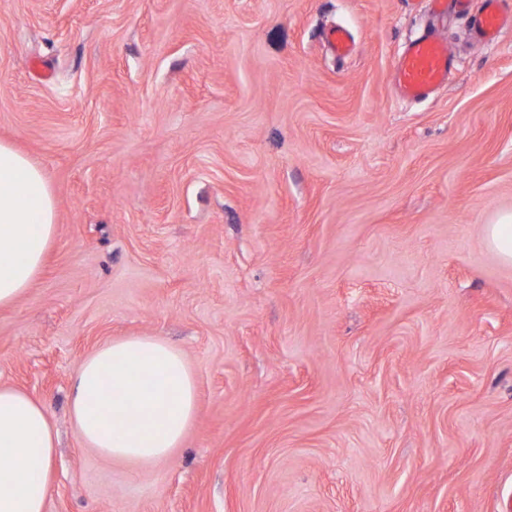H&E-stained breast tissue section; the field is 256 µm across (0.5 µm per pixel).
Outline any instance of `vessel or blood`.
I'll list each match as a JSON object with an SVG mask.
<instances>
[{
    "label": "vessel or blood",
    "instance_id": "b4317fda",
    "mask_svg": "<svg viewBox=\"0 0 512 512\" xmlns=\"http://www.w3.org/2000/svg\"><path fill=\"white\" fill-rule=\"evenodd\" d=\"M478 28L485 41H495L502 31L512 28V13L505 12L501 0H484ZM451 60L448 45L436 36H423L411 41L395 67V82L399 95L421 102L448 79Z\"/></svg>",
    "mask_w": 512,
    "mask_h": 512
}]
</instances>
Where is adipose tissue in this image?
<instances>
[{
    "mask_svg": "<svg viewBox=\"0 0 512 512\" xmlns=\"http://www.w3.org/2000/svg\"><path fill=\"white\" fill-rule=\"evenodd\" d=\"M57 227V201L41 165L0 140V307L14 304L41 275ZM198 408L195 372L158 336L107 342L82 362L71 410L88 447L123 462L167 459ZM55 433L41 402L0 385V512H45Z\"/></svg>",
    "mask_w": 512,
    "mask_h": 512,
    "instance_id": "ef3b65f1",
    "label": "adipose tissue"
}]
</instances>
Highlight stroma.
I'll return each instance as SVG.
<instances>
[{
    "instance_id": "stroma-1",
    "label": "stroma",
    "mask_w": 512,
    "mask_h": 512,
    "mask_svg": "<svg viewBox=\"0 0 512 512\" xmlns=\"http://www.w3.org/2000/svg\"><path fill=\"white\" fill-rule=\"evenodd\" d=\"M483 4L0 0V140L57 199L0 307V385L57 433L46 512H512V266L483 240L512 213V30L482 43ZM426 33L448 83L405 102ZM126 336L197 377L153 467L71 414ZM451 60L448 44L436 36H423L411 41L395 67L399 95L421 102L448 80Z\"/></svg>"
}]
</instances>
